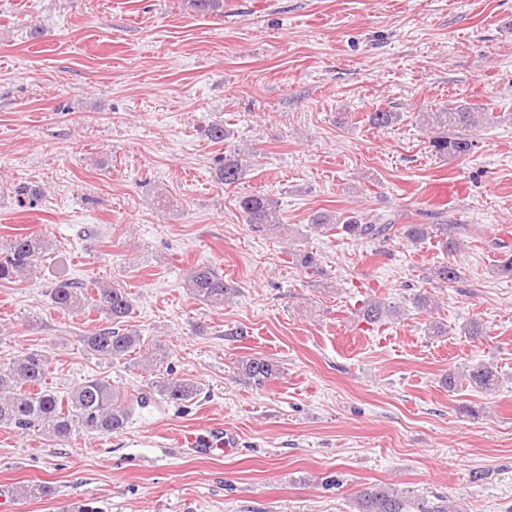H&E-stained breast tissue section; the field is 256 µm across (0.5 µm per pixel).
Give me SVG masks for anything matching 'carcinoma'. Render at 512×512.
<instances>
[{"label":"carcinoma","instance_id":"obj_1","mask_svg":"<svg viewBox=\"0 0 512 512\" xmlns=\"http://www.w3.org/2000/svg\"><path fill=\"white\" fill-rule=\"evenodd\" d=\"M424 125L433 131L430 139L431 152L444 161L464 157L474 148L467 136L458 133L495 122L496 116L488 109L469 104L455 103L441 106L432 112L421 113ZM400 119V113L377 110L370 113L368 122L375 128H388ZM249 171L247 158L237 151L224 155V164L215 173L226 184H237ZM242 217L252 232L261 235H284L285 227L276 202L263 194H246L239 198ZM312 234L330 230L340 231L359 239L382 240L391 238L392 224H374L358 216L340 218L335 214L317 212L308 225ZM437 234L442 237L441 246L449 255L460 247L459 240L448 233L446 224H406L404 235L419 242ZM49 252V242L37 235L16 237L0 245V280L13 281L21 275L41 271V264ZM460 278L459 269L452 262H441L431 268L428 279L442 283ZM89 285L57 278L48 290L50 304L63 313H79L88 307L103 312L109 324L87 332L80 342L84 350L100 358L121 361L132 351L142 347L145 340L141 332L125 327V319L133 309L127 289L115 286H96L88 292ZM187 288L194 299L206 306H222L232 294L224 276L209 265H199L189 274ZM397 314L396 307L379 298L365 301L360 315L368 323H376ZM167 350L156 345L146 359L149 371L158 373L152 382L154 392L174 405L194 399L200 388L185 379L169 378L164 374L168 366ZM240 372L257 385L276 376L277 369L264 358H250L241 363ZM47 373L45 356L28 351L16 356L8 366L0 367V427L23 433L39 429L65 441L76 432L118 434L130 420L133 406L119 387L100 377H88L79 383L63 400L46 389ZM468 383L484 391L495 390L500 382L493 364L476 361L463 370H448L442 385L454 392ZM359 512H449L443 502L410 501L397 490L382 486H369L359 495Z\"/></svg>","mask_w":512,"mask_h":512}]
</instances>
